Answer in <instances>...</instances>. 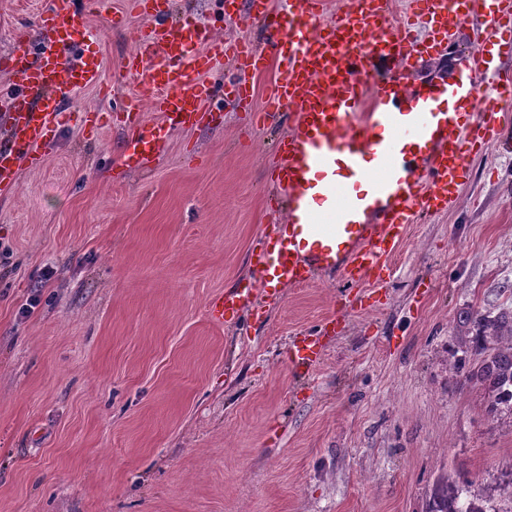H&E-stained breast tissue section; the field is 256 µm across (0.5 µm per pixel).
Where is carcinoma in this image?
<instances>
[{
  "mask_svg": "<svg viewBox=\"0 0 512 512\" xmlns=\"http://www.w3.org/2000/svg\"><path fill=\"white\" fill-rule=\"evenodd\" d=\"M474 336L464 341L463 353L475 362L466 379L485 386L490 393L489 411L502 404L512 408V311L494 316L474 310L467 316ZM463 488L445 482L432 492L427 512H487L474 500H463Z\"/></svg>",
  "mask_w": 512,
  "mask_h": 512,
  "instance_id": "obj_1",
  "label": "carcinoma"
}]
</instances>
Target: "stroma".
<instances>
[{
    "label": "stroma",
    "instance_id": "35a3bbf8",
    "mask_svg": "<svg viewBox=\"0 0 512 512\" xmlns=\"http://www.w3.org/2000/svg\"><path fill=\"white\" fill-rule=\"evenodd\" d=\"M46 0H0V94ZM173 18L261 43L224 0H173ZM84 44L103 83L72 95L36 169L0 193V512H426L467 478L485 507L512 480V409H487L457 367L468 309H512V109L444 214L412 225L392 274H335L213 321L245 287L278 217L269 174L282 123L224 101L121 166L123 69L150 27L127 0H93ZM463 27L416 79L462 67ZM325 325L307 376L295 337Z\"/></svg>",
    "mask_w": 512,
    "mask_h": 512
}]
</instances>
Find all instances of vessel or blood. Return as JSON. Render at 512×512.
<instances>
[{"label":"vessel or blood","instance_id":"b4317fda","mask_svg":"<svg viewBox=\"0 0 512 512\" xmlns=\"http://www.w3.org/2000/svg\"><path fill=\"white\" fill-rule=\"evenodd\" d=\"M239 0L237 12L262 22L260 46L227 42L189 21H168V9L131 7L154 19L126 69L140 92L122 107L131 131L121 164L140 168L159 151L167 128L197 127L213 112L205 75L234 57L241 71L275 67L264 104L268 117L288 116L271 172L284 220L268 245L253 254L252 287L228 288L209 305L216 320L253 305L255 293L277 301L288 288L322 273L352 284L389 270V262L420 215L447 212L470 173L472 154L498 140V115L512 106V0H414L412 18L391 17L386 0L326 16V0ZM432 26L424 43L414 21ZM479 23L485 37L470 47L464 66L437 81L409 74L412 60L441 53L464 26ZM42 34L19 48L9 70L11 89L0 96V188L14 183L21 162L40 166L41 146L61 124L75 90L101 83L94 59L67 55L86 33L75 0H48ZM149 110L157 124L141 117ZM323 354L315 336L295 340L294 372L310 373Z\"/></svg>","mask_w":512,"mask_h":512}]
</instances>
